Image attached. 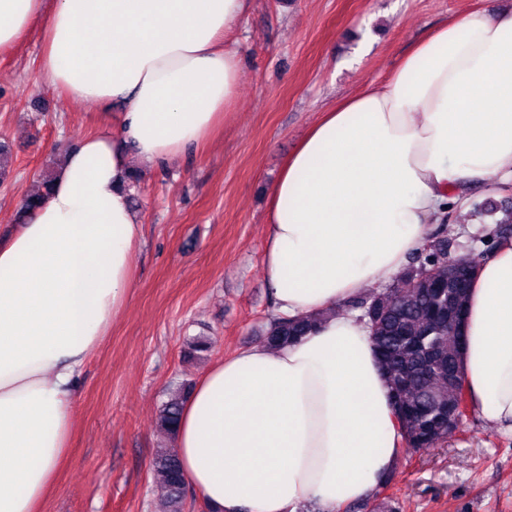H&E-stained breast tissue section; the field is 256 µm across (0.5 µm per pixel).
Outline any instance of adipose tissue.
Here are the masks:
<instances>
[{
  "label": "adipose tissue",
  "mask_w": 512,
  "mask_h": 512,
  "mask_svg": "<svg viewBox=\"0 0 512 512\" xmlns=\"http://www.w3.org/2000/svg\"><path fill=\"white\" fill-rule=\"evenodd\" d=\"M247 0H0V53L41 25L40 67L111 123L67 151L51 194L0 236V512H42L74 432L75 382L128 298L142 224L126 189L211 136L238 96L225 44ZM512 180V10H476L420 39L383 82L323 112L267 208L275 311L320 315L279 349L211 364L172 441L210 512H329L364 498L404 446L358 318L338 305L394 280L460 188ZM461 377L512 430V240L481 261Z\"/></svg>",
  "instance_id": "obj_1"
}]
</instances>
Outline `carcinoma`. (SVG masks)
Returning a JSON list of instances; mask_svg holds the SVG:
<instances>
[{
  "mask_svg": "<svg viewBox=\"0 0 512 512\" xmlns=\"http://www.w3.org/2000/svg\"><path fill=\"white\" fill-rule=\"evenodd\" d=\"M62 155L52 154L37 175V190L22 199L25 209L38 207L53 186V174ZM479 215L502 217L505 234L512 224V198L492 197L474 204ZM448 251L433 241L416 254L401 276V286L353 301L366 320L377 348L390 388L392 407L401 423L405 446L412 450L433 448L447 437L448 410L460 403L463 390L459 375L458 334L452 326L461 323L468 300V290L477 266L459 271L448 284ZM317 325L312 316L287 318L273 315L265 325L266 343L278 348L310 334ZM190 381L176 383L175 396L165 402L159 413L158 427L167 438L175 434L184 393ZM157 488L168 512H182L186 476L173 448H167L152 462Z\"/></svg>",
  "mask_w": 512,
  "mask_h": 512,
  "instance_id": "1",
  "label": "carcinoma"
}]
</instances>
